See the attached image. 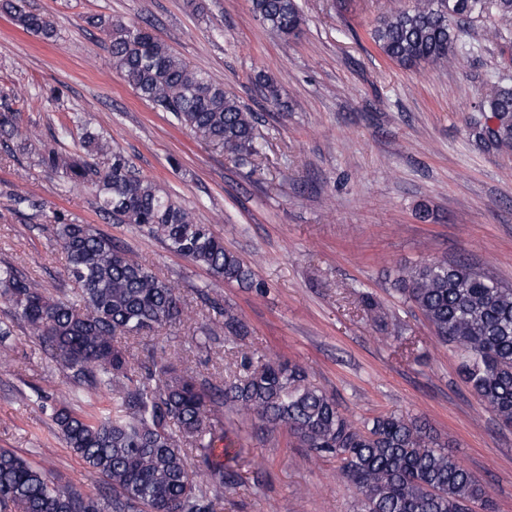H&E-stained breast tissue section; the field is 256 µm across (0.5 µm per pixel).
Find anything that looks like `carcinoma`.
Wrapping results in <instances>:
<instances>
[{"instance_id":"1","label":"carcinoma","mask_w":512,"mask_h":512,"mask_svg":"<svg viewBox=\"0 0 512 512\" xmlns=\"http://www.w3.org/2000/svg\"><path fill=\"white\" fill-rule=\"evenodd\" d=\"M256 17L288 38L301 31L296 0H251ZM0 13L45 39L55 27L28 0H0ZM512 19V0H416L383 17L370 33L391 62L411 68L440 63L463 49L461 26L490 15ZM112 66L141 97L228 158L247 163L262 155L255 112L190 65L144 26L97 20ZM256 83L278 101L275 81ZM498 120L486 135L512 144V84L496 86L478 104ZM19 134L17 113L0 103V138ZM41 165L64 182L92 185L98 211L114 224H133L227 284L260 290L265 284L224 240L156 184L134 171L102 137L84 133L69 154L48 150ZM54 235L67 255L73 296H53L11 264L0 265V300L12 318L0 321V344L20 322L67 374L71 389L52 409L66 447L96 474L95 495L61 485L16 452L0 448V512H217L224 462L215 454L210 407L224 404L252 416L261 430L285 429L304 448L334 455L359 494L357 512H494L480 480L448 452L426 424L383 415L358 427L333 398L306 383L299 365L243 355V371L218 384L176 369L154 352L136 368L122 338L171 325L185 313L177 289L89 224L60 221ZM396 291L451 346L471 392L512 427V287L464 261L434 259L396 280ZM246 325L224 310V335L240 338ZM112 391V406L91 396Z\"/></svg>"}]
</instances>
